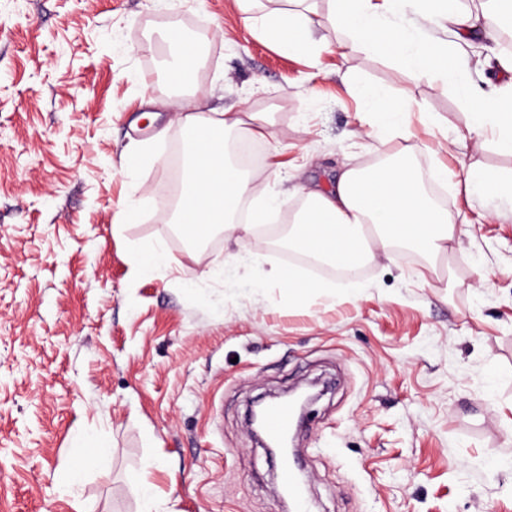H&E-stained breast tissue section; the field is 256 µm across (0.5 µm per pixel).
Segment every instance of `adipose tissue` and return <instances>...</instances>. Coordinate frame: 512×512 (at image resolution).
<instances>
[{"label":"adipose tissue","instance_id":"adipose-tissue-1","mask_svg":"<svg viewBox=\"0 0 512 512\" xmlns=\"http://www.w3.org/2000/svg\"><path fill=\"white\" fill-rule=\"evenodd\" d=\"M460 0H329L327 17H320L310 0H288V9L266 10L262 0H236L247 21L282 49L315 54V37L324 21L344 33L343 49L397 61L406 71L452 84L468 108L467 131L481 139L493 135L497 148L512 155V82L494 94L481 93L468 79L447 46L423 37V24L448 23L457 37L470 35L478 22L512 24V0H481L477 10L461 8ZM360 110L369 115V135L378 142V163L344 166L330 190L303 189L304 204L290 231L294 248L332 265L395 259L412 251L436 271L447 255L471 263L470 254L454 248L457 217L429 195L411 145L415 133L410 111L381 88L354 83ZM178 122L191 139L184 184L174 221L192 242L216 229L244 240L268 223L283 200L270 195L256 201L246 223L233 215L250 192V176L232 164L229 136L259 140L272 122L268 113L225 112L223 118L204 117L194 101L176 104Z\"/></svg>","mask_w":512,"mask_h":512}]
</instances>
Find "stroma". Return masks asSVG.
Wrapping results in <instances>:
<instances>
[{"instance_id":"stroma-1","label":"stroma","mask_w":512,"mask_h":512,"mask_svg":"<svg viewBox=\"0 0 512 512\" xmlns=\"http://www.w3.org/2000/svg\"><path fill=\"white\" fill-rule=\"evenodd\" d=\"M173 29L199 55L187 99L273 116L255 196L292 205L375 156L347 78L433 113L442 131L418 133L416 160L447 166L486 286L406 253L366 264L357 298L328 269L331 292L297 302L270 273L299 259L260 234L189 246L168 220ZM317 38V57L289 53L235 0H0V512H282L247 410L314 380L330 387L296 429L312 512H512V204L464 186L475 164L512 175V155L469 139L452 90L343 53L331 24ZM471 42L463 60L483 61L472 79L491 91L499 42ZM133 139L145 154L128 172ZM157 247L169 266L140 275L137 253ZM86 434L109 443L108 467L74 483Z\"/></svg>"}]
</instances>
